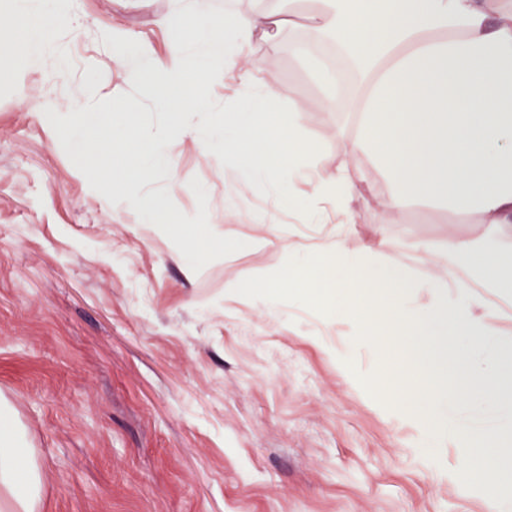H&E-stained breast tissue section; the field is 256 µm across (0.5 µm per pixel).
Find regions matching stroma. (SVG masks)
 <instances>
[{
  "label": "stroma",
  "instance_id": "1",
  "mask_svg": "<svg viewBox=\"0 0 512 512\" xmlns=\"http://www.w3.org/2000/svg\"><path fill=\"white\" fill-rule=\"evenodd\" d=\"M195 0H73L59 32L61 56L32 50L25 71L0 80V400L12 408L45 475V512H497L480 486L458 479L463 450L416 417L384 404L383 357L354 325L282 294L246 298L237 285L285 262L257 246V214L286 240L317 245L341 219L278 207L266 182L238 171L223 148L203 155L190 137L170 144L172 173L129 194L166 193L182 223L219 221L233 238L188 276L180 245L122 214L121 198L77 169L35 105L57 116L84 106L110 120L111 99L131 93L127 66L105 33L121 25L164 51L155 19ZM307 11L276 44L256 42L262 76L300 101L321 89L291 43L307 38ZM94 98H86L88 88ZM25 94L28 107L15 104ZM353 115L312 112L306 137L322 177L346 169L373 181L349 226L350 251L370 279L407 273L429 302L444 240L485 236L512 252V223L488 226L415 206L385 214L384 191L365 157L349 153ZM501 360L512 357V297L481 289Z\"/></svg>",
  "mask_w": 512,
  "mask_h": 512
}]
</instances>
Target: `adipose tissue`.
I'll return each mask as SVG.
<instances>
[{
	"label": "adipose tissue",
	"instance_id": "1",
	"mask_svg": "<svg viewBox=\"0 0 512 512\" xmlns=\"http://www.w3.org/2000/svg\"><path fill=\"white\" fill-rule=\"evenodd\" d=\"M69 3L43 0L12 15L9 45L0 52V78L23 69L32 48L57 49ZM286 13L283 7L258 6L214 21L207 16V0H197L193 11L158 16L155 25L168 42L167 52L139 44L143 63L129 72L132 82L152 88L169 115L167 133L151 140L136 132L140 101L133 96L124 103L127 134L118 146L79 115L60 124L51 121L49 105L37 110L49 119L53 134L69 140L79 159L108 160L122 180L171 170L169 135L189 132L205 152L231 137L240 171L273 183L284 174L305 181L314 197L330 199L349 218L366 200L364 186L343 169L324 179L315 162L317 148L305 138L308 113H334L330 93L349 66L359 76L348 98L358 123L349 150L369 154L385 176L384 210L420 201L447 206L462 217L478 215L484 224L512 223V0H497L492 14L486 0H318L310 25L316 37L298 44L296 53L329 94L285 106L276 89L256 80L259 64L245 71L238 65L250 56L254 39L281 32ZM234 71L250 87L256 112L228 113L185 130V114L209 111L208 88ZM168 217L165 197H155L148 222L179 238L187 265L198 268L201 247L182 238L181 225ZM440 261L442 274L428 285L432 300L421 307L409 304L417 283L405 273L369 283L342 235L303 261L307 278L284 267L243 283L241 293L289 288L328 311L367 318L362 341L384 347L397 336L411 339V347L402 348L382 375L384 400L408 410L424 402L423 424L466 450L460 479L482 486L491 502L505 507L512 503L507 498L512 465L490 479L485 462L512 454V381L503 366L471 354L472 348L492 346L496 331L490 315L474 317L478 300L470 286L482 280L511 293L512 261L482 238L448 239ZM450 285L460 290L452 304L444 299ZM448 361L474 384L472 399L491 409L495 428L472 427L453 416L461 393L440 369ZM43 505V472L11 408L1 402L0 512H42Z\"/></svg>",
	"mask_w": 512,
	"mask_h": 512
}]
</instances>
